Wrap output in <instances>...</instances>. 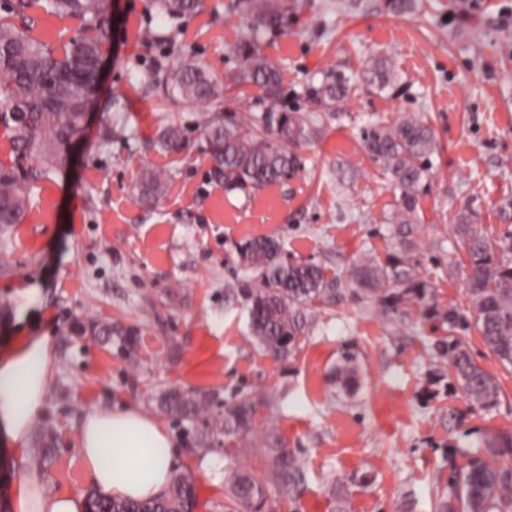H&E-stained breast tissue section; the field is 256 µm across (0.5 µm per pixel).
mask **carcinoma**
Returning <instances> with one entry per match:
<instances>
[{"mask_svg": "<svg viewBox=\"0 0 512 512\" xmlns=\"http://www.w3.org/2000/svg\"><path fill=\"white\" fill-rule=\"evenodd\" d=\"M301 7L297 0H237V8L250 25V34L238 40L231 52L240 61L230 75L231 83L257 90L255 111L226 112L204 119L205 153L214 179L224 183L227 195L251 196L255 190L285 183L302 167L295 149L321 132L326 120L338 115V106L350 95L355 80L336 71L311 77L303 92L313 107L288 109L283 99L282 74L262 53L259 36L279 30L288 11ZM393 14L415 10V0H382ZM151 8L173 19L191 15L199 0H151ZM110 0H0V124L9 136L10 161L0 162V229L5 231L23 219L34 199L37 183L49 178L63 162V148L82 130L85 112L95 97L97 65L108 37ZM53 18L56 32L47 37L37 29L35 11ZM180 29L158 32L147 29V44H171ZM366 84L378 92L392 90L398 82L389 58L370 59L364 68ZM152 82L164 86L167 96L188 106L210 103L218 86L193 54H184L170 65L156 66ZM365 152L378 164L398 192L390 221L396 225L400 250L380 263L363 257L352 272L353 294L366 298L382 314L403 319L418 307L424 319L448 328V337L435 345L448 359L455 381L479 409L490 411L502 399L497 379L473 356L457 333L476 327L486 349L500 365L512 368V236L491 238L480 214L470 204L461 206L451 225L453 235L466 252V292L470 308H439L432 283L409 261L422 223L420 189L428 183L430 157L440 152L432 128L409 116L397 123H375L363 129ZM162 150L184 149L180 130L167 127L159 138ZM35 154L38 166L23 161ZM168 176L156 170L142 172L137 201L154 207L166 194ZM240 267L250 277L228 289L240 299L248 314L252 339L273 359L295 353L299 338L313 327L317 302L336 296L340 276L284 248L280 239L260 236L240 249ZM91 329L106 343L116 340L132 349L135 337L129 330L90 319L75 330ZM336 385L350 393L359 384L357 355L347 348L335 370ZM162 413L188 422L203 423L206 431L224 435L233 443L254 431L258 403L247 394L211 413V398L173 388L155 399ZM266 459L261 477L234 461L224 470V512H262L269 492L293 501L304 484L302 464L285 448L279 433L263 434ZM32 451L41 461L54 456V438L45 426L35 432ZM197 489L187 471H176L167 492L154 500L132 501L87 495V512H194ZM433 512H512V433L498 432L482 438L478 449L449 476L438 492Z\"/></svg>", "mask_w": 512, "mask_h": 512, "instance_id": "1", "label": "carcinoma"}]
</instances>
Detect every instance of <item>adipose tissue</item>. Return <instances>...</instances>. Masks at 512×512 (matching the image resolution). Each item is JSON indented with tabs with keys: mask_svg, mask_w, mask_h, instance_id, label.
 Here are the masks:
<instances>
[{
	"mask_svg": "<svg viewBox=\"0 0 512 512\" xmlns=\"http://www.w3.org/2000/svg\"><path fill=\"white\" fill-rule=\"evenodd\" d=\"M55 358L53 339L26 336L0 351V436L15 453L26 447L40 414ZM84 470L97 492L135 501L165 494L176 465V443L168 429L135 408L87 410L78 430ZM78 493H51L44 474L26 468L13 489L11 512H85Z\"/></svg>",
	"mask_w": 512,
	"mask_h": 512,
	"instance_id": "obj_1",
	"label": "adipose tissue"
}]
</instances>
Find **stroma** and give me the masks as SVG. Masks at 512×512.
<instances>
[{
  "mask_svg": "<svg viewBox=\"0 0 512 512\" xmlns=\"http://www.w3.org/2000/svg\"><path fill=\"white\" fill-rule=\"evenodd\" d=\"M281 31L265 34L264 55L283 74L289 106L308 107L305 82L333 69L361 72L377 55L392 57L401 93L356 86L321 136L303 146L304 167L287 183L252 197L225 195L199 150L205 107L174 105L146 91L156 64L194 53L221 82L220 112L256 109L255 92L223 82L237 68L230 47L248 31L236 0H201L173 45L129 39L107 53L98 95L82 134L59 170L41 183L38 203L0 233V349L23 336H52L56 359L39 422L56 452L47 464L15 457L0 438V498L19 473L41 465L47 489L90 492L79 463L77 432L92 406L153 411V397L177 386L209 395L223 410L238 395L258 398L257 429L240 442L242 462L264 473L262 432L275 427L300 459L306 483L297 502L269 496L265 512H333L332 487L348 512H432L451 465L462 464L482 434L512 432V370L502 369L477 330L463 333L474 357L500 381L494 410L476 408L458 388L435 343L447 331L411 314L387 317L352 295L349 272L363 253L386 260L399 241L388 217L396 194L361 147L370 123L413 115L434 129L443 150L432 157L413 260L434 285L441 307L468 308L465 252L451 234L459 207H476L493 237L512 233L497 206L512 199V0H419L413 15L383 8L349 13L336 0H301ZM124 106L125 130L100 140L111 103ZM178 124L186 152L155 142ZM167 172V194L152 210L134 200L139 173ZM269 235L294 255L341 276L335 297L316 307L311 332L294 355L270 358L256 346L240 301L227 284L242 278L238 250ZM94 317L133 331L132 352L78 333ZM359 357L360 385L338 394L331 374L344 346ZM180 466L196 480L198 512H224V466L233 447L223 435L170 416Z\"/></svg>",
  "mask_w": 512,
  "mask_h": 512,
  "instance_id": "1",
  "label": "stroma"
}]
</instances>
